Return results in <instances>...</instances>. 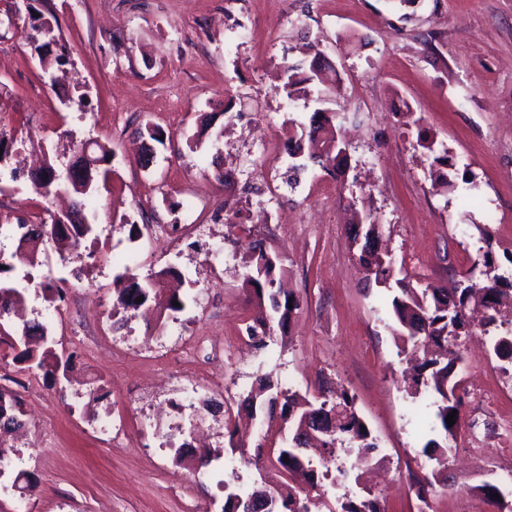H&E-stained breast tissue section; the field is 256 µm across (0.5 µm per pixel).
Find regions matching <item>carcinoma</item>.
Wrapping results in <instances>:
<instances>
[{"instance_id": "1", "label": "carcinoma", "mask_w": 512, "mask_h": 512, "mask_svg": "<svg viewBox=\"0 0 512 512\" xmlns=\"http://www.w3.org/2000/svg\"><path fill=\"white\" fill-rule=\"evenodd\" d=\"M31 21V29L45 36L52 33L49 22L34 15L31 0H22ZM315 51L309 63L302 61L284 64V92L288 96L296 93L297 87L303 83L313 84L318 76L319 66ZM323 115V121L312 120L309 124H299L300 132L291 139L289 153L297 157L290 171L293 177L303 172L308 163L318 164L327 174L336 176L344 172L347 157L333 121V116L326 109H318L313 116ZM96 150L90 156L98 162L93 178L79 184L70 185L72 192L78 196H89L98 190L99 179H107L110 172L109 159L112 151L97 143ZM47 217L41 220L44 239L62 240L64 236L57 233L61 226L57 214L46 211ZM354 240H363L359 263L366 273V279L390 288L397 286L391 306L397 328L395 335L405 344L423 352L420 373L415 379V386L430 388L436 395V420L445 434L454 435L460 428L462 401L457 391L461 381L456 379L455 364L462 361V355L450 347L458 345L461 336H467L481 330L489 336L491 352L502 365L512 366V334H493L498 319L512 311V280H502V275L495 273V264L489 253H484L474 261L473 266H482L486 270V287L473 291L469 285L458 288L452 294L445 288H436L430 284L423 288H415L406 279H394V262L378 252L377 225L370 223L364 228L352 227ZM247 273L245 284L260 300H266L274 313L256 325L247 327L249 335L259 346L266 345V339L274 332V327L285 329L293 312L300 307L297 298L281 287L279 273L282 270V259L268 251L260 240L253 242L251 252L245 261ZM157 281L148 279L144 284L132 283L127 288L119 289L120 303L124 310L135 312L149 301H157L155 285ZM24 305L23 292L10 281L0 280V326L6 317L18 313ZM22 357L32 362L39 369L54 373L61 368V362L53 355L51 346L39 350L28 349ZM282 399L281 410L288 411L289 430L292 437L288 445L278 449L276 462L282 471L289 476H299V490L283 499L278 492L266 486L255 487L248 494H243L229 484H224V512H248L249 504L260 502L265 512H311V508L320 509L326 506L321 498L313 499L310 492L321 487L319 470L314 468L310 460L300 452V433L304 425L323 414L328 420L326 432L318 434L323 448L320 457L322 466L329 468L335 462L337 445L345 442L357 445V452L350 466H336L335 481L344 483L351 474L369 465L370 451L376 447L370 429L355 408L354 399L342 393L327 396L320 392L308 398L290 391H284L275 385L270 377L261 376L257 389L248 394L244 402L249 404L250 414L264 418L275 406L277 399ZM455 414V423L448 426L446 417ZM423 455L430 461L434 460L440 467H447V449L430 439L426 442ZM437 476L435 473L424 472L412 475L411 486L415 488L417 498L424 502L433 491ZM480 494L497 509V512H512V501H507L500 487L485 481L475 486ZM500 498H494V495ZM328 512H379L376 502L370 497L347 498L337 509Z\"/></svg>"}]
</instances>
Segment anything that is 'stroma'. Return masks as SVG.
<instances>
[{
	"instance_id": "stroma-1",
	"label": "stroma",
	"mask_w": 512,
	"mask_h": 512,
	"mask_svg": "<svg viewBox=\"0 0 512 512\" xmlns=\"http://www.w3.org/2000/svg\"><path fill=\"white\" fill-rule=\"evenodd\" d=\"M14 2L0 0V130L16 137L0 167V225L36 224L45 209L64 210L66 198L45 201L25 169L47 154L72 157L92 139L112 149V173L87 201L85 218L99 238H111L112 252L102 262L88 241L76 252L39 247L41 285L26 289L24 314L48 322L53 349L71 369L64 378L31 371L17 348L0 365V391L19 397L26 427L43 443L24 455L32 491L0 492V512H222L225 484L278 482L268 460L250 463L256 428L234 437L219 429L215 450L223 460L205 468L193 448L176 454L160 435L142 432L146 391H163L195 365L190 357L163 363L156 326L223 337L230 410L263 375L302 395L323 388L354 397L377 443L373 467L342 489L323 481L327 501L370 494L380 512H454L453 497L476 498L486 480L512 500V480L499 468L503 443L512 441V376L488 361L482 337H461L457 370L469 393L461 427L451 438L436 430L433 395L403 379L393 294L366 282L351 232L355 214L370 215L381 249L416 287H456L486 250L512 273V0H36L70 50L48 71L27 40V18L4 23ZM312 41L342 83L287 98L280 68L304 57ZM320 98L338 123L354 127L346 171L333 177L311 165L289 182L287 166L269 169L265 156L287 150L292 120L308 116ZM228 105L255 123L256 145L232 169L222 137ZM147 125L170 141L154 144L146 169L139 131ZM422 129L447 151L451 186L435 184L418 144ZM225 169L228 187L216 178ZM323 185L336 196L329 210L318 194ZM188 192L200 198L190 212ZM267 207L282 211L283 225L260 223ZM144 217L216 230L202 248L187 242L178 250L166 239L148 248L130 234ZM257 240L282 255V278L300 309L286 331H274L244 359L239 324L264 311L244 283ZM208 248L223 249L225 264H211ZM163 269L180 279L185 309L151 305L114 328L118 275L143 279ZM62 277L75 285L65 316L53 309ZM91 370L100 388L90 412L122 419L119 439L98 440L68 411ZM432 438L452 451L453 490L424 504L403 480ZM236 443L243 452L233 451ZM473 446L480 456L468 455Z\"/></svg>"
}]
</instances>
